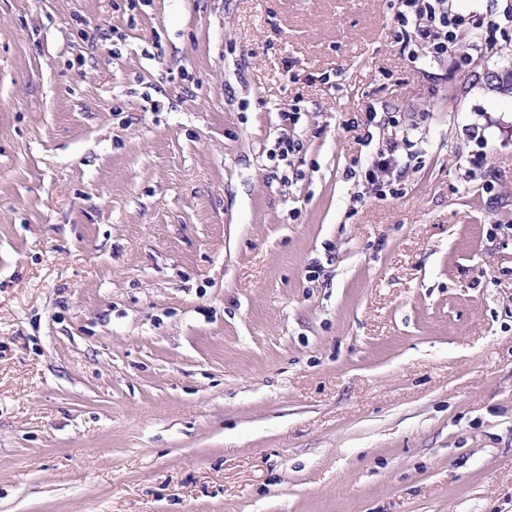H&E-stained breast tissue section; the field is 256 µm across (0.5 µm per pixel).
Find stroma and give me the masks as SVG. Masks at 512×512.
<instances>
[{
    "label": "stroma",
    "mask_w": 512,
    "mask_h": 512,
    "mask_svg": "<svg viewBox=\"0 0 512 512\" xmlns=\"http://www.w3.org/2000/svg\"><path fill=\"white\" fill-rule=\"evenodd\" d=\"M399 5L0 0V512H512V0ZM448 1L400 0V10L397 14L399 30L396 36L403 50H408L413 59L418 58L420 51L430 59L443 56L448 53V46L457 44L460 32L465 30L479 32L485 27L488 33L485 46L490 43L493 32L495 33L499 25L488 19V13L484 15L473 11L463 15L455 12L448 5ZM397 148L398 141L394 138L386 142L385 148L383 147L377 151L365 173L368 186L378 190L381 185H384L383 181L388 182L391 178L397 176V157L395 155ZM394 172L396 175H394Z\"/></svg>",
    "instance_id": "stroma-1"
}]
</instances>
